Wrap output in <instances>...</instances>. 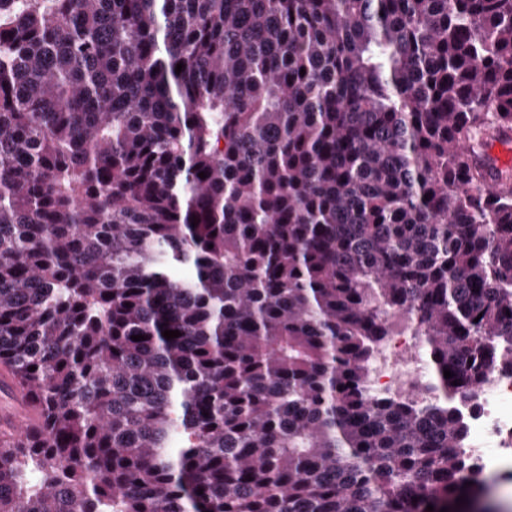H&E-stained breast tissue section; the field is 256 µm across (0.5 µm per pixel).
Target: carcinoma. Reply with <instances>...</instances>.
Instances as JSON below:
<instances>
[{
    "label": "carcinoma",
    "instance_id": "obj_1",
    "mask_svg": "<svg viewBox=\"0 0 512 512\" xmlns=\"http://www.w3.org/2000/svg\"><path fill=\"white\" fill-rule=\"evenodd\" d=\"M506 139L512 0H0V512H470ZM397 320L400 329L378 346L369 365V385L386 388L394 396L419 392L426 403L431 394L422 390L428 377L424 337L415 334L406 316ZM1 380L4 384L12 387L15 394H7L0 388V405H13L0 412V432L22 434L27 427L32 426L38 420V412L25 396L24 392L17 386L15 380L7 371L2 372Z\"/></svg>",
    "mask_w": 512,
    "mask_h": 512
}]
</instances>
